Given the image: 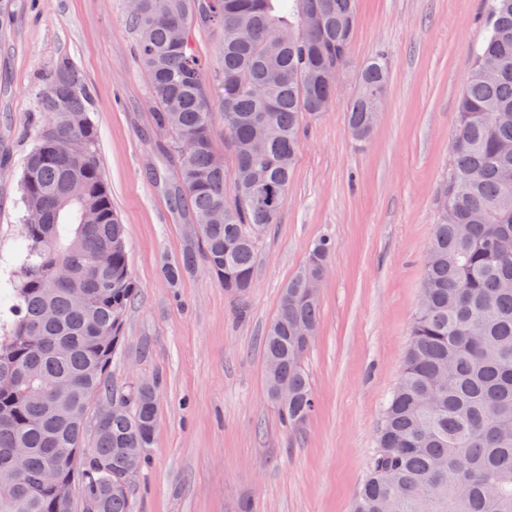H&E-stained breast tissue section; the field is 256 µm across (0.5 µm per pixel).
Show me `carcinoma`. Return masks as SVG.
I'll use <instances>...</instances> for the list:
<instances>
[{
  "mask_svg": "<svg viewBox=\"0 0 512 512\" xmlns=\"http://www.w3.org/2000/svg\"><path fill=\"white\" fill-rule=\"evenodd\" d=\"M357 19V0H141L126 12L154 123L171 138L168 192L201 243L163 266L172 284L201 262L226 292L250 293L259 245L288 198L301 127L333 103L328 74L347 69ZM197 27L221 34L213 75L193 51ZM389 81L382 53L360 71L346 112L355 140L371 136ZM90 100L81 71L59 60L39 93L43 123L21 166L24 247L0 284V376L13 379L0 387V470L11 464L10 449L29 453L20 481L0 487V512H70L43 481L52 467L70 486L81 483L97 512H132L131 485L153 445L156 382L107 380L136 285ZM215 112L224 114L222 152ZM71 176L83 193L66 200ZM34 212L47 222L26 223ZM334 250L329 237L313 245L262 337L267 395L292 430L315 408L304 357L320 299L309 296L308 282L325 274ZM65 263L69 286L58 280ZM76 290L85 305L75 304ZM420 295L353 512H512V0H486L457 98L448 173L436 190ZM281 384L286 399L274 395ZM101 397L125 409L88 440L87 411ZM86 447L85 462L68 465L71 450ZM133 453L138 468L130 471Z\"/></svg>",
  "mask_w": 512,
  "mask_h": 512,
  "instance_id": "1",
  "label": "carcinoma"
}]
</instances>
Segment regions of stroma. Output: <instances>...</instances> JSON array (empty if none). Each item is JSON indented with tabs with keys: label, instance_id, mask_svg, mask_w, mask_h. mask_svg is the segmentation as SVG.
I'll list each match as a JSON object with an SVG mask.
<instances>
[{
	"label": "stroma",
	"instance_id": "1",
	"mask_svg": "<svg viewBox=\"0 0 512 512\" xmlns=\"http://www.w3.org/2000/svg\"><path fill=\"white\" fill-rule=\"evenodd\" d=\"M484 0H359L350 67L302 131L288 200L262 241L246 298L204 266L162 274L196 238L167 193L170 137L135 59L126 0H0V277L22 247L19 173L60 59L92 88L90 117L136 292L108 377L159 381L155 442L131 487L134 512H352L398 381L448 171L456 98L481 38ZM384 52L391 79L365 144L345 120L357 71ZM336 249L320 329L304 358L316 398L300 430L266 393L262 336L311 245Z\"/></svg>",
	"mask_w": 512,
	"mask_h": 512
}]
</instances>
